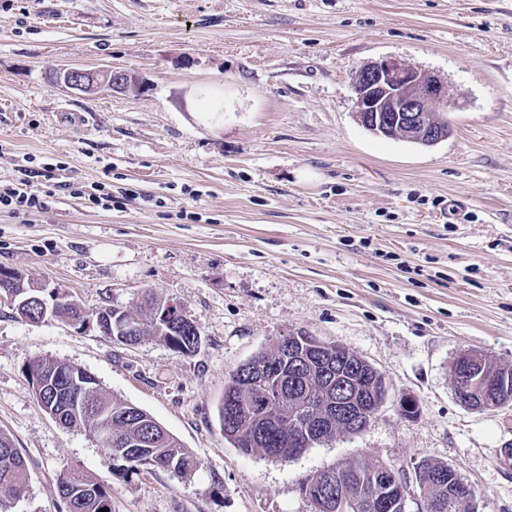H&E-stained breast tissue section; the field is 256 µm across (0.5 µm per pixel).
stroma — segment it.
<instances>
[{"label": "stroma", "instance_id": "1", "mask_svg": "<svg viewBox=\"0 0 512 512\" xmlns=\"http://www.w3.org/2000/svg\"><path fill=\"white\" fill-rule=\"evenodd\" d=\"M389 57L448 80L447 139L362 127L354 79ZM66 66L148 85L87 95L54 83ZM46 163L139 197L106 210L62 190L49 211L0 212V268L86 315L32 323L0 302V431L29 469L14 512H67L66 468L110 483L112 512H312L302 482L359 457L447 463L479 512H512V403L466 408L448 377L465 349L512 365V0H14L0 9V184ZM145 288L181 305L198 351L102 335L97 311ZM300 334L358 353L390 399L300 456L242 453L220 429L224 387ZM35 357L153 416L195 473H124L60 427L26 375ZM404 393L415 417L394 406Z\"/></svg>", "mask_w": 512, "mask_h": 512}]
</instances>
